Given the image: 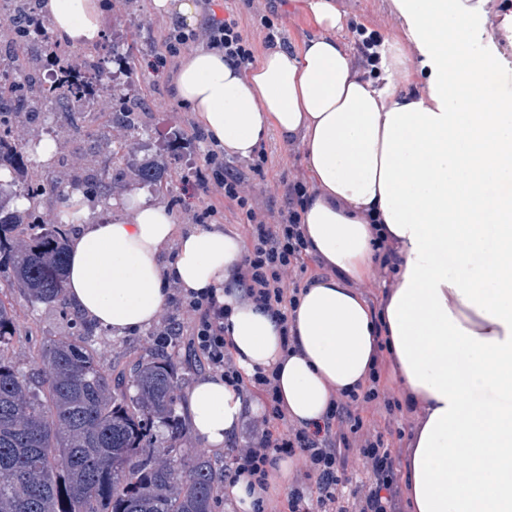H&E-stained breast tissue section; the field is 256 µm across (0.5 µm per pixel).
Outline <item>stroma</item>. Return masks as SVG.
Here are the masks:
<instances>
[{
  "label": "stroma",
  "instance_id": "35a3bbf8",
  "mask_svg": "<svg viewBox=\"0 0 512 512\" xmlns=\"http://www.w3.org/2000/svg\"><path fill=\"white\" fill-rule=\"evenodd\" d=\"M106 2L108 7L102 19L105 31L103 43L107 46L119 44L125 55L124 60L117 63L116 75L128 80L126 94L140 105V121L149 130L144 142L147 147L158 149V158L166 164L171 180L164 198H156L152 191L145 188L141 189L140 194L148 201H160L173 214L181 231H190V224L184 220L185 211L206 207L208 199L186 189L182 179L200 164L205 146L196 141H179L175 138L177 131L184 126L188 109L169 96L172 67L162 68L154 64L159 50L157 31L164 19L154 13L152 0ZM463 2L471 8V21L490 34L489 40L481 46L482 51L496 55L503 61V68L495 78L496 86L512 94V39H507L502 30L505 18L512 15V0ZM335 3L337 12L345 21L344 28L336 32L337 39L347 45H354L357 40L354 28L362 25L391 42L401 44L412 64L409 72L397 79L396 85L410 93L424 94L428 75L420 67L415 44L407 37L405 22L396 6V0H335ZM228 5L236 8L243 19L247 20L246 31L258 43L263 42L265 32L252 26L251 19L256 14L267 15L274 23L276 39L291 46L299 45L317 31L301 0H254L250 5L245 0H215L213 9L220 15ZM43 128L55 134L54 140L47 143L48 151L58 152L65 163L52 166L41 162L38 155L28 153L24 156V169L45 181H68L82 163L90 160L93 148L99 145L100 135L111 134L112 115L100 106L96 111L81 113L78 123L73 124L65 113L58 112L51 118L35 122L31 130L36 133ZM265 142L276 149L274 163L265 179L250 181L245 190L263 197L269 208L277 210L288 202L287 183L297 178L310 180L311 174L305 162L301 141L287 144L273 132L266 137ZM0 299L10 303L17 313L19 326L12 341L11 353L21 368H30L38 351L48 342L71 338L76 333L69 310L57 305L34 304L7 291L0 293ZM174 319L185 327L191 322L189 315H177L168 308L159 324L146 331L116 336L95 329L92 347L98 361L108 370L116 362L128 366L151 354L168 355L178 373L183 376L178 392L186 394L198 378L208 374L209 368L194 356L188 346L187 336L178 337L166 347L157 343V333Z\"/></svg>",
  "mask_w": 512,
  "mask_h": 512
}]
</instances>
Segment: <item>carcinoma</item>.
I'll use <instances>...</instances> for the list:
<instances>
[{
  "mask_svg": "<svg viewBox=\"0 0 512 512\" xmlns=\"http://www.w3.org/2000/svg\"><path fill=\"white\" fill-rule=\"evenodd\" d=\"M40 0H13L7 17L16 51L0 60V167L20 170L23 142L14 132L63 105L109 86L108 60L98 50L80 62L83 83L61 91L46 85L35 60L42 43L26 23L40 16ZM113 121L122 133L142 135L126 97L111 94ZM122 137L109 142L112 167H87L70 182L25 189L36 204L45 195L67 197L81 189L103 205L136 182L160 193L165 166L144 161L123 174ZM9 180L0 179V278L33 304L63 305L68 226L75 210L47 223L29 207H15ZM17 330L11 305L0 300V512H215L224 475L186 447L177 415L178 373L165 356L107 371L83 341L59 339L44 347L24 371L9 356Z\"/></svg>",
  "mask_w": 512,
  "mask_h": 512,
  "instance_id": "obj_1",
  "label": "carcinoma"
}]
</instances>
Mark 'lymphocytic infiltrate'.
<instances>
[{
	"mask_svg": "<svg viewBox=\"0 0 512 512\" xmlns=\"http://www.w3.org/2000/svg\"><path fill=\"white\" fill-rule=\"evenodd\" d=\"M192 43L223 51L225 59L243 70L256 61L255 44L245 35L241 16L234 11L221 18L209 16L197 33L177 28L162 31L160 61L174 63ZM273 160V153L262 147L236 166L225 158L223 150L209 148L202 166L185 177L184 183L209 199L205 209L193 214L194 223L209 224L230 212L245 224L248 243L235 272L241 298L277 316L288 333L301 287L289 285L286 276L306 269L309 239L302 212L311 188L301 179L289 183L288 203L276 212L256 195L246 193V182L264 178ZM171 301L175 310L195 315L190 333L194 351L202 354L225 382L250 385L264 406L263 416L250 421L248 436L230 440L224 456L225 480L231 483L246 474L262 486L281 456H296L303 462L288 489L287 510H280L272 499L256 502L254 512H402L397 480L399 449L393 438L371 428L362 416L363 409L370 406L384 408L390 415L417 409L416 400L401 402L385 382L390 365L386 344H379L364 384L350 391L337 390L322 424L286 427L275 372L260 369L247 378L233 360L225 337L227 308L209 293L177 290ZM353 452L370 479L368 486L355 484L347 473Z\"/></svg>",
	"mask_w": 512,
	"mask_h": 512,
	"instance_id": "f902f5d3",
	"label": "lymphocytic infiltrate"
}]
</instances>
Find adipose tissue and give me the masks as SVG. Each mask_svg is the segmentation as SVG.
<instances>
[{
    "label": "adipose tissue",
    "instance_id": "ef3b65f1",
    "mask_svg": "<svg viewBox=\"0 0 512 512\" xmlns=\"http://www.w3.org/2000/svg\"><path fill=\"white\" fill-rule=\"evenodd\" d=\"M320 32L297 46L267 48L249 70L198 49L180 63L173 97L198 114L229 155L248 158L269 132L301 136L316 193L305 205L309 252L326 267L294 313L295 353L284 354L276 317L241 301L233 281L243 241L217 225L178 232L168 212L143 197L129 218L86 221L69 239L68 299L116 335L162 317L170 284L216 293L229 307L227 339L245 374L277 369L287 419L322 421L332 393L362 381L386 342L402 382L426 405L403 470L411 512H512V94L487 84L500 60L462 0H399L409 37L428 68L426 98L400 91L411 61L383 42L377 77L350 69L332 0H305ZM62 41L104 39L100 0H43ZM494 97L498 109L477 111ZM410 168L431 173L409 182ZM400 244L398 284L381 314L345 285L372 261V226ZM172 260L162 262L167 248ZM183 409L214 452L237 433L248 402L218 374L200 377ZM468 460L448 473V451ZM493 467H486L485 457ZM293 459L272 469L268 488L248 477L227 486L237 512L285 489Z\"/></svg>",
    "mask_w": 512,
    "mask_h": 512
}]
</instances>
